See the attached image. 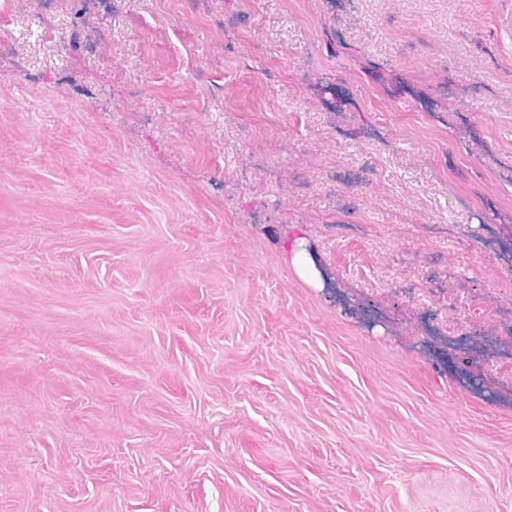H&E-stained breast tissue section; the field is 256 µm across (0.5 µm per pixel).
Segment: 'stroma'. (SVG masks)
Instances as JSON below:
<instances>
[{"label": "stroma", "mask_w": 512, "mask_h": 512, "mask_svg": "<svg viewBox=\"0 0 512 512\" xmlns=\"http://www.w3.org/2000/svg\"><path fill=\"white\" fill-rule=\"evenodd\" d=\"M492 230L512 0H0V512H512Z\"/></svg>", "instance_id": "obj_1"}]
</instances>
